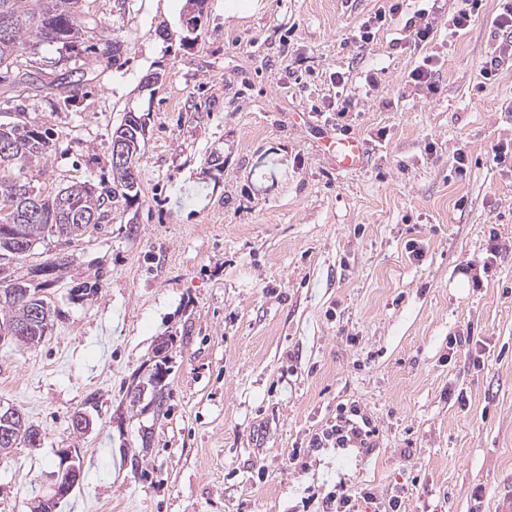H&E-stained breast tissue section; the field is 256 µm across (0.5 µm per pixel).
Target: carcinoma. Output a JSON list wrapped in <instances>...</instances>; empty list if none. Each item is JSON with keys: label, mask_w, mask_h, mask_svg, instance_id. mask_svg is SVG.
Wrapping results in <instances>:
<instances>
[{"label": "carcinoma", "mask_w": 512, "mask_h": 512, "mask_svg": "<svg viewBox=\"0 0 512 512\" xmlns=\"http://www.w3.org/2000/svg\"><path fill=\"white\" fill-rule=\"evenodd\" d=\"M82 0H0V71L11 69L18 57L29 48L40 45L72 47L84 40V30L78 21ZM10 142L11 151L0 155V226L26 224L28 235L34 241H45L48 224H64L66 228L56 235L57 240L84 235L95 229L112 208V203L130 201L138 191L135 171L138 163L130 166H112V185L96 187L88 182L74 183L55 195L40 199L42 219L30 215L35 207L28 194L30 184L13 177L12 170L23 169L45 158L50 138L35 127L14 125L0 129V138ZM55 262L31 269V276L39 279L29 289L26 300L10 298L13 281L0 279V320L12 318L18 322L28 320L31 311L41 307L46 298L39 295L44 286L52 283ZM12 447H32L33 436L39 428L28 418H19L9 427Z\"/></svg>", "instance_id": "carcinoma-1"}]
</instances>
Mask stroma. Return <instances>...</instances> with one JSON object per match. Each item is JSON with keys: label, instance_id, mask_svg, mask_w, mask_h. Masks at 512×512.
I'll list each match as a JSON object with an SVG mask.
<instances>
[{"label": "stroma", "instance_id": "35a3bbf8", "mask_svg": "<svg viewBox=\"0 0 512 512\" xmlns=\"http://www.w3.org/2000/svg\"><path fill=\"white\" fill-rule=\"evenodd\" d=\"M459 5L440 0L416 49L415 0L362 46L353 32L389 0H207L191 32L186 0H85L88 41L0 74V126L51 135L46 158L16 173L45 196L111 184L115 128L129 111L147 121L137 199L9 263L26 282L68 258L45 289L56 313L43 342H0V404L43 434L0 456V512H38L64 448L82 467L56 512H322L339 483L383 498L405 487V512H512V166L494 159L512 148V59L483 80L503 38L498 0L452 39ZM427 56L433 94L407 82ZM67 71L77 85L58 83ZM338 73L351 89L341 119ZM336 131L364 142V167L332 168L323 138ZM163 336L159 416L128 391ZM452 336L479 346L449 348ZM351 402L376 424L375 448L291 464ZM78 410L88 434L71 427ZM429 13L430 10L427 8H419L405 24V28H407L409 32L406 36V38H408V44H412L414 48L423 46L433 34V28L426 20Z\"/></svg>", "mask_w": 512, "mask_h": 512}]
</instances>
